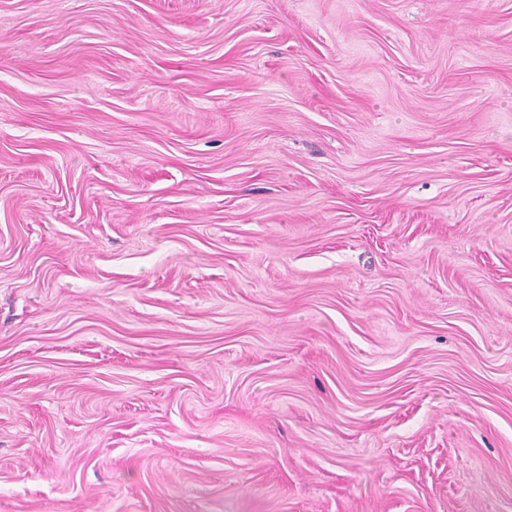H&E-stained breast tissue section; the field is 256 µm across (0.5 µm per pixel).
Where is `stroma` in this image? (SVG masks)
I'll return each mask as SVG.
<instances>
[{"label": "stroma", "instance_id": "1", "mask_svg": "<svg viewBox=\"0 0 512 512\" xmlns=\"http://www.w3.org/2000/svg\"><path fill=\"white\" fill-rule=\"evenodd\" d=\"M0 512H512V0H0Z\"/></svg>", "mask_w": 512, "mask_h": 512}]
</instances>
